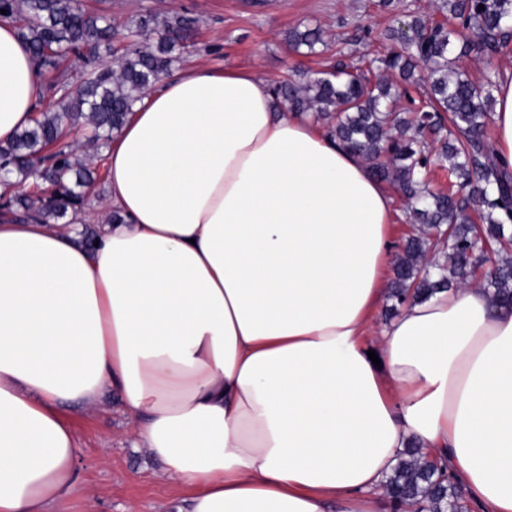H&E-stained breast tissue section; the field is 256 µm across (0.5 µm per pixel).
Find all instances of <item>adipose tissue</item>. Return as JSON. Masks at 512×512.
Returning a JSON list of instances; mask_svg holds the SVG:
<instances>
[{
	"mask_svg": "<svg viewBox=\"0 0 512 512\" xmlns=\"http://www.w3.org/2000/svg\"><path fill=\"white\" fill-rule=\"evenodd\" d=\"M36 64L0 22V142L32 123ZM492 149L512 172V79ZM120 223L0 222V512H67L62 411L118 395L174 512H385L409 442L480 512H512V308L482 287L387 325L397 211L370 164L252 70L189 66L106 153Z\"/></svg>",
	"mask_w": 512,
	"mask_h": 512,
	"instance_id": "1",
	"label": "adipose tissue"
}]
</instances>
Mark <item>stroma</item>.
<instances>
[{
  "label": "stroma",
  "instance_id": "1",
  "mask_svg": "<svg viewBox=\"0 0 512 512\" xmlns=\"http://www.w3.org/2000/svg\"><path fill=\"white\" fill-rule=\"evenodd\" d=\"M86 8L111 19L118 34L107 63H116L126 45L128 23L140 16L183 15L193 20V48L182 64L204 62L218 70L252 69L268 80L290 68L321 69L342 61L355 66L385 55L391 29H409L419 18L441 19L437 0H83ZM312 26L325 39L316 54L289 52L288 34ZM79 446L78 490L69 512H169L184 489L163 474L160 463L134 451L117 395L101 408L66 407Z\"/></svg>",
  "mask_w": 512,
  "mask_h": 512
}]
</instances>
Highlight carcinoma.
I'll return each instance as SVG.
<instances>
[{"mask_svg": "<svg viewBox=\"0 0 512 512\" xmlns=\"http://www.w3.org/2000/svg\"><path fill=\"white\" fill-rule=\"evenodd\" d=\"M1 9L0 19L18 23L38 73L60 72L48 87L53 109L35 110L32 125L0 145L6 180L28 185L5 209L15 219L61 217L81 208L99 178L62 146L63 130L82 126L97 152L109 145L133 105L180 60L192 22L178 15L141 17L127 28L130 45L113 67L100 60L101 48L112 45L111 22L77 0H0ZM438 9L448 12L454 27L417 19L411 41L390 31L393 47L376 59L381 73L374 81L339 63L272 84L276 100L322 123L330 138L369 161L374 175L396 184L405 198L419 227L394 258V310L467 285L490 257L495 267L483 287L512 304V177L489 150L486 135L498 80L490 72L476 86L458 66L463 57H491L512 42V0H440ZM321 43L317 28L288 36L294 53L304 48L311 54ZM69 57L80 66L60 71ZM394 76L428 87L425 105L411 118L397 110L406 91L397 89ZM435 166L456 176V188H430ZM476 216L483 223H475ZM384 488L397 509L444 512L460 505L469 512L456 477L417 445L398 458Z\"/></svg>", "mask_w": 512, "mask_h": 512, "instance_id": "carcinoma-1", "label": "carcinoma"}]
</instances>
